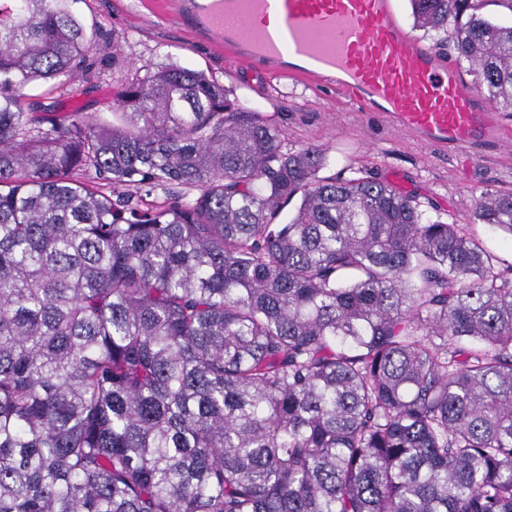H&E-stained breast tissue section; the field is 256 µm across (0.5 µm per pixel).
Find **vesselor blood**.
I'll return each instance as SVG.
<instances>
[{
    "label": "vessel or blood",
    "mask_w": 512,
    "mask_h": 512,
    "mask_svg": "<svg viewBox=\"0 0 512 512\" xmlns=\"http://www.w3.org/2000/svg\"><path fill=\"white\" fill-rule=\"evenodd\" d=\"M168 13L226 55L334 86L436 147L512 143V127L397 20L393 0H168Z\"/></svg>",
    "instance_id": "vessel-or-blood-1"
}]
</instances>
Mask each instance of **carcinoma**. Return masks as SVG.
I'll use <instances>...</instances> for the list:
<instances>
[{
    "mask_svg": "<svg viewBox=\"0 0 512 512\" xmlns=\"http://www.w3.org/2000/svg\"><path fill=\"white\" fill-rule=\"evenodd\" d=\"M76 2L0 0V512H512V265L177 64L24 111ZM409 4L512 106V24Z\"/></svg>",
    "mask_w": 512,
    "mask_h": 512,
    "instance_id": "1",
    "label": "carcinoma"
}]
</instances>
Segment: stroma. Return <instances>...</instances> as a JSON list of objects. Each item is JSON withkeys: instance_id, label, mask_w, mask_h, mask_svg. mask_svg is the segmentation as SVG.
Returning a JSON list of instances; mask_svg holds the SVG:
<instances>
[{"instance_id": "1", "label": "stroma", "mask_w": 512, "mask_h": 512, "mask_svg": "<svg viewBox=\"0 0 512 512\" xmlns=\"http://www.w3.org/2000/svg\"><path fill=\"white\" fill-rule=\"evenodd\" d=\"M79 12L86 27L96 31L89 78L28 89L58 111L109 116L113 89L148 67L175 62L204 71L227 88L231 99L262 113L289 147L327 149L322 176L362 170L415 195L431 217L468 225L488 250L512 264V240L472 221L481 193L512 192V147L474 153L437 149L400 132L379 113L359 111L333 87L271 76L228 58L168 16L146 18L140 0H81ZM116 50L122 57L118 63L112 60Z\"/></svg>"}]
</instances>
